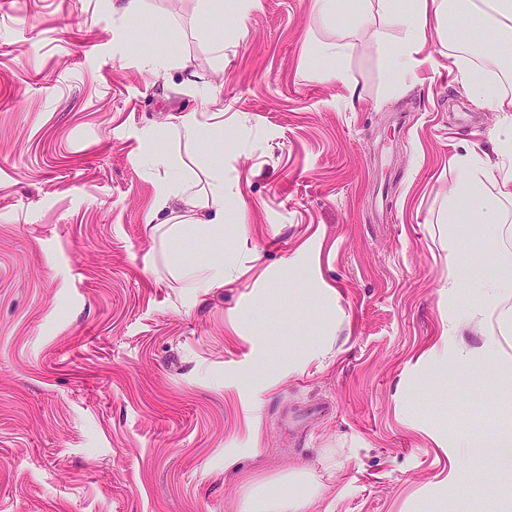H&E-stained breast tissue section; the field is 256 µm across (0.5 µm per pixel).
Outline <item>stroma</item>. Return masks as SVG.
Listing matches in <instances>:
<instances>
[{
  "label": "stroma",
  "mask_w": 512,
  "mask_h": 512,
  "mask_svg": "<svg viewBox=\"0 0 512 512\" xmlns=\"http://www.w3.org/2000/svg\"><path fill=\"white\" fill-rule=\"evenodd\" d=\"M112 3L0 0V512H240L299 469L322 512H512V464L452 446L512 430V395L436 359L483 341L450 328L473 300L448 251L491 240L449 223L450 160L493 154L504 113L435 32L394 92L354 26L349 83L317 79L341 33L310 0H224L220 55L196 0L136 27ZM172 44L195 83L144 67ZM212 85L223 141L166 146L202 183L222 159L244 211L175 235L143 135ZM217 244L223 287H183Z\"/></svg>",
  "instance_id": "1"
}]
</instances>
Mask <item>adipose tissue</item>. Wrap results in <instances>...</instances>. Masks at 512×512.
<instances>
[{"label":"adipose tissue","instance_id":"ef3b65f1","mask_svg":"<svg viewBox=\"0 0 512 512\" xmlns=\"http://www.w3.org/2000/svg\"><path fill=\"white\" fill-rule=\"evenodd\" d=\"M356 17L365 27L379 59L395 76V88H402L407 72L419 63L429 29H444L448 19L472 21L465 36L447 38L452 71L463 88L487 101L496 111L512 115V96L498 92V78L512 75V59L497 55L479 59L476 50L488 42H512V0H415L403 10L395 0H357ZM393 18L400 24L402 37L390 38L382 24ZM157 172L155 198L147 214L151 224H207L214 235L224 232L227 205L224 201V167H208L207 188H198L192 175L182 173V160L172 154L159 153L153 159ZM453 167L460 180L448 198V221L452 224L499 223L504 203L512 201V118L500 129L494 157L470 149L455 155ZM489 271H480L467 256L456 250L448 252V287L458 288L464 281L477 284L479 313L461 316L455 327L464 330L493 323L497 333L485 335L480 348L474 349L476 360L492 387H499L502 370L496 358L503 343L512 339V249L497 245L488 254ZM176 273L185 287L219 288L224 284V254L216 252L204 263L177 265ZM318 491L299 496L281 493L269 498L251 495L244 512H315Z\"/></svg>","mask_w":512,"mask_h":512}]
</instances>
